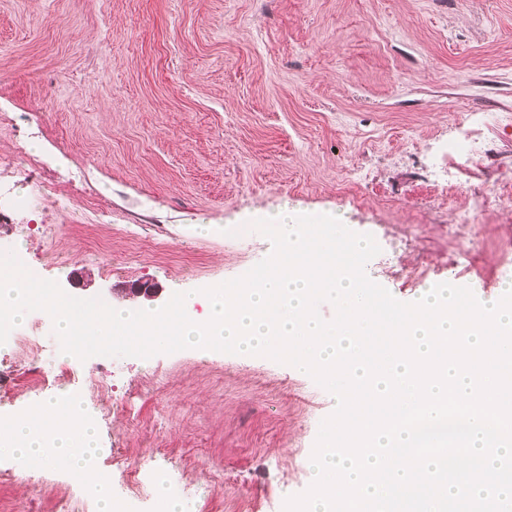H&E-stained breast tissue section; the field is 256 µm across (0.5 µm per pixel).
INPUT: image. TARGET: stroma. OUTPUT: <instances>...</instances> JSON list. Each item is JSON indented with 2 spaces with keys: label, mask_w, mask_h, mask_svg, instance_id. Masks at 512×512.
<instances>
[{
  "label": "stroma",
  "mask_w": 512,
  "mask_h": 512,
  "mask_svg": "<svg viewBox=\"0 0 512 512\" xmlns=\"http://www.w3.org/2000/svg\"><path fill=\"white\" fill-rule=\"evenodd\" d=\"M489 140L461 157L446 144ZM479 202L459 257L444 232ZM282 206L373 236L370 279L409 303L456 280L497 293L512 266V0H0V250L131 309L247 273L272 244L249 221ZM209 225L208 234L196 227ZM150 280L160 300L121 289ZM0 345V415L65 391L93 411L112 492L135 512H283L332 394L293 366L189 350L63 353L53 323ZM224 470L223 484L213 473ZM99 503L82 480L0 458V512Z\"/></svg>",
  "instance_id": "stroma-1"
}]
</instances>
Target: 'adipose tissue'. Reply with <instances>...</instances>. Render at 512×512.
<instances>
[{
  "label": "adipose tissue",
  "instance_id": "ef3b65f1",
  "mask_svg": "<svg viewBox=\"0 0 512 512\" xmlns=\"http://www.w3.org/2000/svg\"><path fill=\"white\" fill-rule=\"evenodd\" d=\"M101 453L78 399L64 395L28 413L0 417L1 456H25L36 470L53 466L79 474L96 494L101 512H112V475L95 465Z\"/></svg>",
  "mask_w": 512,
  "mask_h": 512
}]
</instances>
